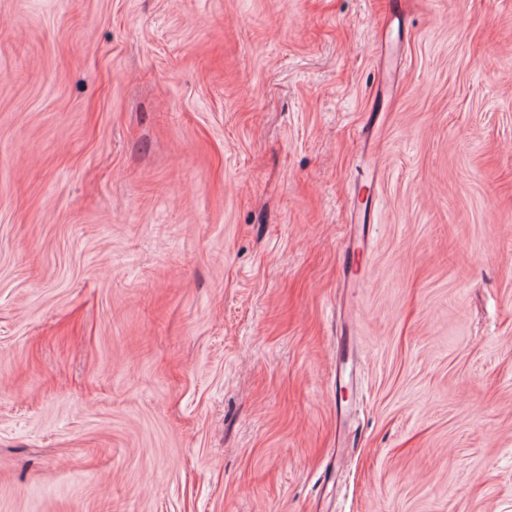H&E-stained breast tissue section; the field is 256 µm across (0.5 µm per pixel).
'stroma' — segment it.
Instances as JSON below:
<instances>
[{
	"instance_id": "stroma-1",
	"label": "stroma",
	"mask_w": 512,
	"mask_h": 512,
	"mask_svg": "<svg viewBox=\"0 0 512 512\" xmlns=\"http://www.w3.org/2000/svg\"><path fill=\"white\" fill-rule=\"evenodd\" d=\"M387 12L0 0V512H512V0Z\"/></svg>"
}]
</instances>
